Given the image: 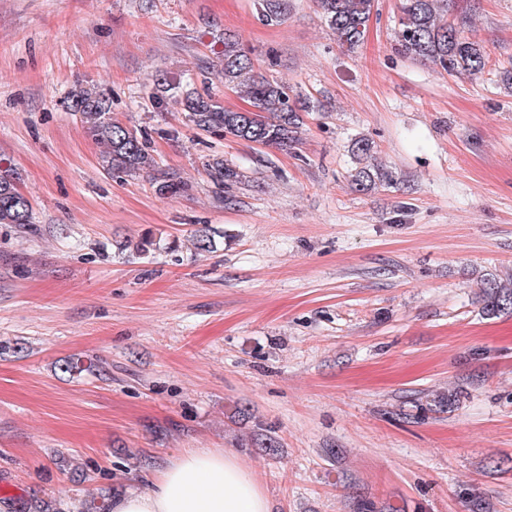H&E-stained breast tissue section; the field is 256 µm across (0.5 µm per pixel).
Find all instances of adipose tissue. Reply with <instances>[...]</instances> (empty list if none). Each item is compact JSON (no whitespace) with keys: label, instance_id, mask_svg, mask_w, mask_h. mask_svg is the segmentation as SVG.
<instances>
[{"label":"adipose tissue","instance_id":"obj_1","mask_svg":"<svg viewBox=\"0 0 512 512\" xmlns=\"http://www.w3.org/2000/svg\"><path fill=\"white\" fill-rule=\"evenodd\" d=\"M142 480L144 490L116 498L112 512H271L257 478L229 450L183 449Z\"/></svg>","mask_w":512,"mask_h":512}]
</instances>
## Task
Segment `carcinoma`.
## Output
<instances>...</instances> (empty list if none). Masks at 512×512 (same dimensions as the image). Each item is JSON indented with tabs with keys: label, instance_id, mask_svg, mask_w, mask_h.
I'll return each mask as SVG.
<instances>
[{
	"label": "carcinoma",
	"instance_id": "carcinoma-1",
	"mask_svg": "<svg viewBox=\"0 0 512 512\" xmlns=\"http://www.w3.org/2000/svg\"><path fill=\"white\" fill-rule=\"evenodd\" d=\"M314 2L337 44L348 52L354 51L364 38L376 0ZM457 8V0H400V52L413 59L427 60L450 75L483 73L487 60L482 44L449 18V12ZM258 15L267 25L281 23L286 15L284 0H258ZM223 45L215 64L216 75L224 85L249 99L252 111L226 109L207 92H181L164 77L155 80L151 91L153 103L164 107L171 101L180 104L188 121L204 132H222L238 140L259 141L265 147L282 150L292 147L304 125V113L313 111L315 103L307 96L291 94L283 83L256 74L253 59L237 35L224 33ZM65 104L79 116L86 131L104 145L100 165L107 173L149 175L157 169L149 152L148 137L112 121V100L106 92L78 83L68 92ZM351 152L361 164L352 175L351 186L358 192L367 191L380 175L379 168L372 163L371 143L358 139L352 143ZM205 171L219 187L237 183L243 177L242 172L220 157L208 160ZM16 180L17 172L12 166L0 165V224L23 228L32 223V207L29 199L18 191ZM154 186L163 196H177L191 188L184 180L162 174L154 178ZM479 288L486 315L512 313V288L503 285L498 276H481Z\"/></svg>",
	"mask_w": 512,
	"mask_h": 512
}]
</instances>
